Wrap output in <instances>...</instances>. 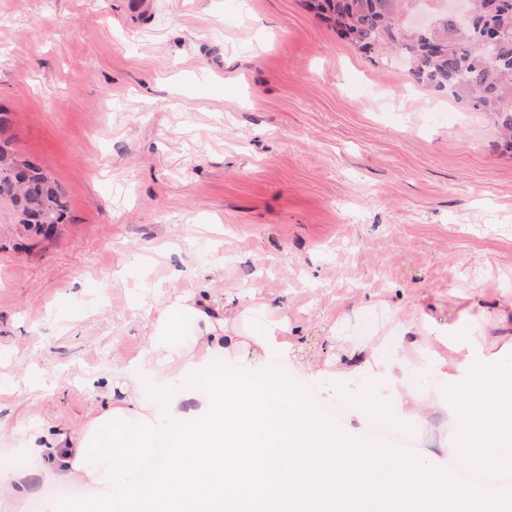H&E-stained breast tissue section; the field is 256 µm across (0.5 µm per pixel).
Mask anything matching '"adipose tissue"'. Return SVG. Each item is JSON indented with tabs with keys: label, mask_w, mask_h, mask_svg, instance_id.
Segmentation results:
<instances>
[{
	"label": "adipose tissue",
	"mask_w": 512,
	"mask_h": 512,
	"mask_svg": "<svg viewBox=\"0 0 512 512\" xmlns=\"http://www.w3.org/2000/svg\"><path fill=\"white\" fill-rule=\"evenodd\" d=\"M461 317L468 331L430 323L435 339L451 336L457 357L445 402L456 407L472 442L512 437V364L478 344L487 328L512 330V295L487 307L471 290ZM225 315L207 302L160 304L134 376L175 383L161 410L138 396L106 404L69 451H47L37 439L27 450L61 479L81 473L98 485L91 500L46 502L44 512H337L346 482L376 471L375 457L354 451L340 432L320 423L269 385L226 374ZM197 356L182 352L184 333ZM196 409L182 413L183 400ZM171 445L159 477L136 479L138 458L154 443ZM385 495L368 498L366 512H512V499H487L445 479L433 460L399 457L381 472Z\"/></svg>",
	"instance_id": "1"
}]
</instances>
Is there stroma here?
<instances>
[{
  "label": "stroma",
  "mask_w": 512,
  "mask_h": 512,
  "mask_svg": "<svg viewBox=\"0 0 512 512\" xmlns=\"http://www.w3.org/2000/svg\"><path fill=\"white\" fill-rule=\"evenodd\" d=\"M0 139L64 190L63 223H15L0 201V512L58 479L25 442L71 441L96 415L90 385L136 384L156 308L180 295L232 313L231 375L283 396L345 402L339 427L383 461L345 355L388 356L396 308L458 320L471 286L512 293V156L480 112L414 88L401 59L365 53L304 0H0ZM287 316L293 358L263 354ZM452 339L406 353L426 417L442 413ZM318 374H310V367Z\"/></svg>",
  "instance_id": "35a3bbf8"
}]
</instances>
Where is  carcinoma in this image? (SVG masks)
I'll list each match as a JSON object with an SVG mask.
<instances>
[{"mask_svg": "<svg viewBox=\"0 0 512 512\" xmlns=\"http://www.w3.org/2000/svg\"><path fill=\"white\" fill-rule=\"evenodd\" d=\"M413 0H311L337 35L366 52L396 53L413 84L466 109L487 114L497 125L504 151L512 154V0H470L474 24L461 29L441 16L427 28L411 25ZM0 200L12 204L20 224H58L61 188L39 167L17 164L0 146Z\"/></svg>", "mask_w": 512, "mask_h": 512, "instance_id": "1", "label": "carcinoma"}]
</instances>
